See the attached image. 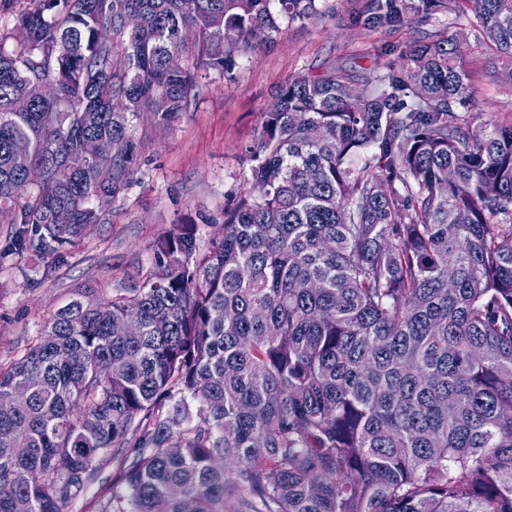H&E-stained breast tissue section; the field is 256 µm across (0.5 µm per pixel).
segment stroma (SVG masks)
Segmentation results:
<instances>
[{
    "label": "stroma",
    "instance_id": "1",
    "mask_svg": "<svg viewBox=\"0 0 512 512\" xmlns=\"http://www.w3.org/2000/svg\"><path fill=\"white\" fill-rule=\"evenodd\" d=\"M370 0H316L314 16L297 19L276 39L237 57L234 69L209 72L186 112L172 125L134 121L138 169L112 205L107 224L92 225L56 261L33 253L0 260V364L20 358L53 313L78 291L97 295L141 287L155 266L154 243L179 224L198 227V244L220 236L224 214L254 193L248 148L272 94L296 74L347 70L365 79L425 33L453 26L469 32L462 44L470 78L467 104L476 123L512 118V83L492 79L505 57L474 36L477 19L466 7L456 15L422 12L387 27L365 22ZM98 476L65 512H98L105 494L122 490L111 458L96 462Z\"/></svg>",
    "mask_w": 512,
    "mask_h": 512
}]
</instances>
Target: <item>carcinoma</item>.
<instances>
[{
  "label": "carcinoma",
  "mask_w": 512,
  "mask_h": 512,
  "mask_svg": "<svg viewBox=\"0 0 512 512\" xmlns=\"http://www.w3.org/2000/svg\"><path fill=\"white\" fill-rule=\"evenodd\" d=\"M21 2L27 37L0 33V259L58 257L108 223L137 168L131 120L171 124L200 73L317 11ZM466 2L512 61V0ZM402 19L389 0L367 21ZM463 39L426 34L358 96L342 70L294 77L262 113L231 234L202 251L176 225L142 287L79 294L0 365V512H63L102 454L126 494L101 512H512V119L453 111ZM174 53L191 63L168 70ZM87 137L110 152L88 158Z\"/></svg>",
  "instance_id": "carcinoma-1"
}]
</instances>
